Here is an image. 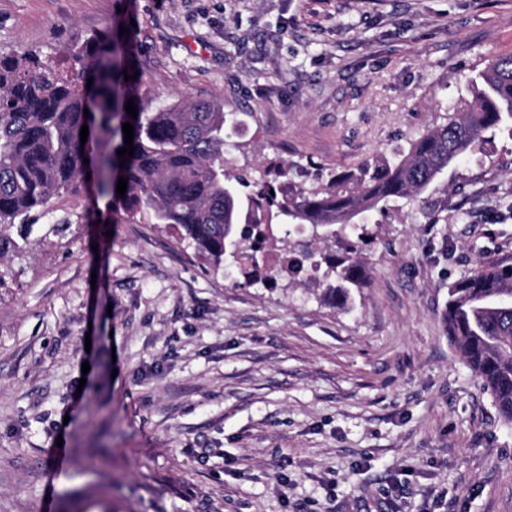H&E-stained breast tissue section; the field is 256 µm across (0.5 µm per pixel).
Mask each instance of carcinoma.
<instances>
[{"label": "carcinoma", "instance_id": "1", "mask_svg": "<svg viewBox=\"0 0 512 512\" xmlns=\"http://www.w3.org/2000/svg\"><path fill=\"white\" fill-rule=\"evenodd\" d=\"M81 63L72 77L39 57L0 55V259L27 251L34 214L51 212V199L94 185L128 218L147 217L177 230L213 271L224 268L225 249L237 243L236 262L246 280L276 282L281 276L319 273V298L343 305L349 289L363 286L350 245L347 255L316 253L311 242L274 236V220L329 233L352 232L390 203L418 204L422 196L484 134L512 125V54L499 56L467 84L470 96L446 122L408 142L383 164L364 162L326 183L295 190L291 167L271 166L273 178L240 190L243 177L226 165L224 148L235 122L224 103L160 101L133 63L120 28L93 35L72 49ZM132 99L136 118L125 109ZM90 116H84V111ZM134 126V156L120 157L122 124ZM88 126L86 142L80 141ZM88 163H83V159ZM125 164H120V161ZM127 179L124 196L116 193ZM18 228L17 235L11 230ZM512 264L479 266L448 287V338L482 388L499 419L512 424Z\"/></svg>", "mask_w": 512, "mask_h": 512}]
</instances>
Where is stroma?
<instances>
[{
	"label": "stroma",
	"instance_id": "1",
	"mask_svg": "<svg viewBox=\"0 0 512 512\" xmlns=\"http://www.w3.org/2000/svg\"><path fill=\"white\" fill-rule=\"evenodd\" d=\"M127 25L156 96L223 102L249 182L310 188L442 123L512 53V0H0V53ZM0 263V512H512V426L448 287L512 264V129L372 214L345 305L213 273L174 230L56 196ZM64 458L54 465V454Z\"/></svg>",
	"mask_w": 512,
	"mask_h": 512
}]
</instances>
